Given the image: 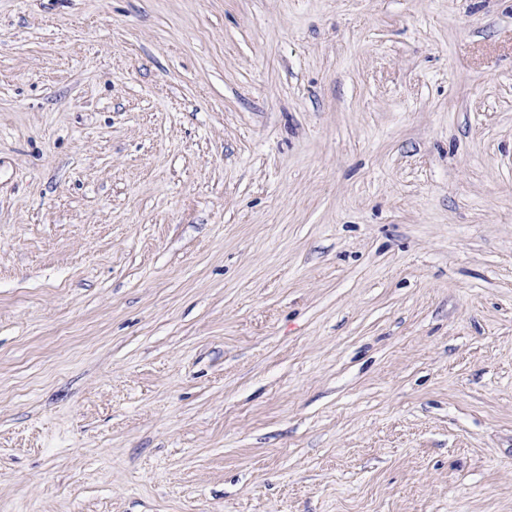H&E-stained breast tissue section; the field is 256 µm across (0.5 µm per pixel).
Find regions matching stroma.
Here are the masks:
<instances>
[{"label": "stroma", "instance_id": "1", "mask_svg": "<svg viewBox=\"0 0 512 512\" xmlns=\"http://www.w3.org/2000/svg\"><path fill=\"white\" fill-rule=\"evenodd\" d=\"M0 512H512V0H0Z\"/></svg>", "mask_w": 512, "mask_h": 512}]
</instances>
